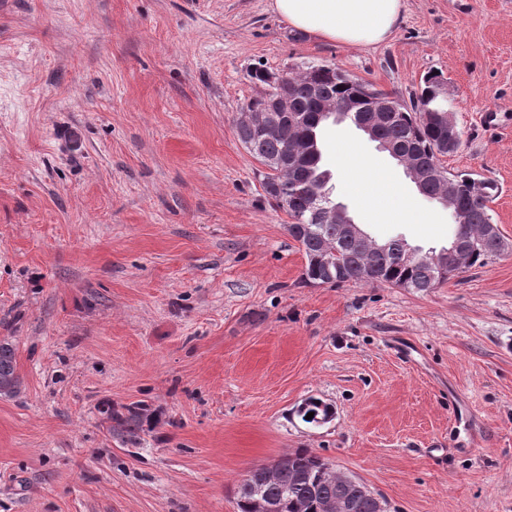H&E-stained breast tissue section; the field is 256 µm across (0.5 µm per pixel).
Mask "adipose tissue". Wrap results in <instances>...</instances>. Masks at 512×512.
Here are the masks:
<instances>
[{
  "label": "adipose tissue",
  "instance_id": "adipose-tissue-1",
  "mask_svg": "<svg viewBox=\"0 0 512 512\" xmlns=\"http://www.w3.org/2000/svg\"><path fill=\"white\" fill-rule=\"evenodd\" d=\"M273 10L291 27L313 37L350 47H369L388 39L404 11V0H272ZM340 171L348 189L373 215L406 219L397 184L351 145H344Z\"/></svg>",
  "mask_w": 512,
  "mask_h": 512
}]
</instances>
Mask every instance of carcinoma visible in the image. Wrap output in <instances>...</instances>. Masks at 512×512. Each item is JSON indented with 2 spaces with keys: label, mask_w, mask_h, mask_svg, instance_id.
<instances>
[{
  "label": "carcinoma",
  "mask_w": 512,
  "mask_h": 512,
  "mask_svg": "<svg viewBox=\"0 0 512 512\" xmlns=\"http://www.w3.org/2000/svg\"><path fill=\"white\" fill-rule=\"evenodd\" d=\"M314 82L321 89V99L341 104L355 103L358 119L365 124H376L384 140L398 151L410 156L424 167H433L441 158L450 154L448 140L442 137L438 124L432 119L444 108L440 105L441 96L437 89L444 83L438 72L427 73L410 98V103H398L394 112H375L369 98L376 93L371 85L350 74L327 64H309L296 72L290 80L295 107L301 112H312L306 85ZM327 122L324 117H315L301 128L285 127L284 133L302 137L307 143V152L296 167L288 165L273 171H259L261 184L274 183L276 193L268 198L284 209L292 219L288 225L291 236L304 252L306 265L304 281L310 284L339 285L345 282L385 283L402 288L406 285L418 292H427L436 285L455 276V273L442 271L438 266L420 261L401 264L393 253L366 254L361 245L349 238L343 228L323 223V217L311 200L308 184L322 180L330 173L322 164V152L318 132ZM235 132L240 143L261 164L272 157L283 155L285 141L271 139L258 134L250 127L238 123ZM459 187L457 203L463 212V222L456 225L455 236L470 258V265H483L498 256L505 249L503 240L491 241L484 238V226L492 223V203L498 196L499 188L492 181H480L474 188L477 178L472 173L450 174ZM336 240L338 264L332 272H327L314 262L316 251L322 240ZM20 386L16 368V347L8 338L0 339V397L14 396ZM101 414L111 422V430L136 444L145 432L149 422V409L144 404L125 407V412L112 410V403L103 402L98 406ZM314 413L311 424L327 422L333 416L332 407L323 401L310 397L298 408L301 419ZM262 475L260 469L250 471L237 488L238 512H249L252 494L250 483ZM269 497L279 504L278 512H321V505L327 499L340 496L341 485L329 472L328 462L307 448H299L292 453V467L284 477L263 479ZM346 493L355 502L354 512H377L376 503L366 497L363 490L353 486Z\"/></svg>",
  "instance_id": "obj_1"
}]
</instances>
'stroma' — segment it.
Instances as JSON below:
<instances>
[{
	"label": "stroma",
	"instance_id": "35a3bbf8",
	"mask_svg": "<svg viewBox=\"0 0 512 512\" xmlns=\"http://www.w3.org/2000/svg\"><path fill=\"white\" fill-rule=\"evenodd\" d=\"M326 63L409 101L431 71L497 183L505 250L424 293L309 285L235 123L256 68ZM353 144L404 221L337 177ZM333 200L378 242L447 246V209L353 124L321 132ZM0 512H238L248 472L307 448L388 512H512V0H405L372 47L308 38L270 0H0ZM330 404L322 425L295 410ZM141 402L122 442L98 411ZM482 443L468 445L467 425ZM16 368V347L9 338L0 339V397L14 396L20 386ZM309 412H314V417L311 420H306ZM297 413L302 421L308 424H320V420H322V423H326L333 416V410L329 404L313 397L306 399L298 408Z\"/></svg>",
	"mask_w": 512,
	"mask_h": 512
}]
</instances>
